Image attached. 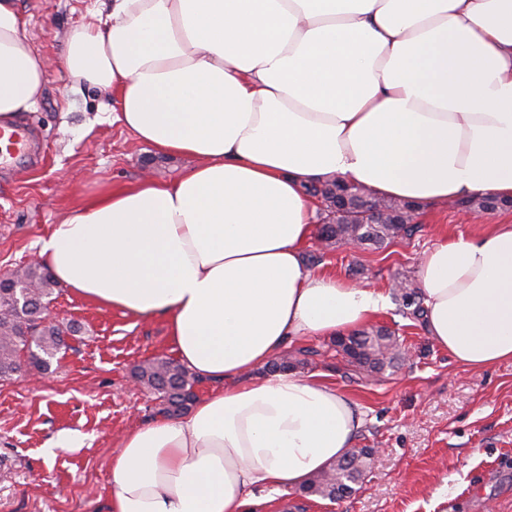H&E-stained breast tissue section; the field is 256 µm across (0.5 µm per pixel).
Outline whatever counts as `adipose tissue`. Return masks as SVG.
<instances>
[{"label": "adipose tissue", "mask_w": 512, "mask_h": 512, "mask_svg": "<svg viewBox=\"0 0 512 512\" xmlns=\"http://www.w3.org/2000/svg\"><path fill=\"white\" fill-rule=\"evenodd\" d=\"M69 34L73 83L117 96L138 140L196 164L102 185L38 241L55 280L143 320L218 388L128 431L106 512H246L350 453L357 404L261 369L288 342L347 336L380 290L303 260L309 182L445 203L512 199V0H98ZM46 62L0 0V129L39 103ZM424 330L457 363L512 361V222L423 252Z\"/></svg>", "instance_id": "ef3b65f1"}]
</instances>
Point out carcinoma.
<instances>
[{
  "instance_id": "obj_1",
  "label": "carcinoma",
  "mask_w": 512,
  "mask_h": 512,
  "mask_svg": "<svg viewBox=\"0 0 512 512\" xmlns=\"http://www.w3.org/2000/svg\"><path fill=\"white\" fill-rule=\"evenodd\" d=\"M309 196L326 205V220L318 229V238L328 248L350 238L366 248L384 249L398 237L412 235L419 228L414 223L416 205L378 197L364 186L334 179L312 182L306 187ZM465 210L491 211L512 205L511 200L492 196L459 201ZM55 280L39 266H29L0 288V382L13 379L28 365L40 371L50 368V359L61 350V336L77 335L73 323L60 324L43 318L42 309L50 302ZM394 295L405 306H414L412 314L423 315L419 291L410 284H394ZM34 329L26 337L23 328ZM336 356L359 374L374 377L402 360L401 343L396 331L373 326L333 341ZM134 377L150 388L161 400V413L175 417L195 401L196 376L165 356H157L133 370ZM372 456L370 448H356L335 462L328 471L312 478L305 493L339 501L355 491Z\"/></svg>"
}]
</instances>
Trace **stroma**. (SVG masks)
<instances>
[{"label":"stroma","mask_w":512,"mask_h":512,"mask_svg":"<svg viewBox=\"0 0 512 512\" xmlns=\"http://www.w3.org/2000/svg\"><path fill=\"white\" fill-rule=\"evenodd\" d=\"M19 7L48 74L39 104L19 118L35 157L0 168V276L35 259L39 238L101 184L170 180L194 164L153 153L116 121L114 99L75 87L60 66L66 33L90 21L95 0H19ZM511 218L512 206L468 219L455 202L423 204L419 231L385 250L325 251L312 238L304 251H324L316 272L387 293L393 279L417 283L419 258L440 232L474 235ZM50 314L80 323L82 333L48 371L0 384V512H103L121 437L160 415L132 370L172 356L168 324L98 307L62 287ZM376 322L397 330L409 357L375 380L345 372L329 338L288 345L316 348L300 374L321 376L362 413L354 445L375 454L357 492L332 502L286 488L255 512H512V362L482 370L457 364L393 301Z\"/></svg>","instance_id":"35a3bbf8"}]
</instances>
